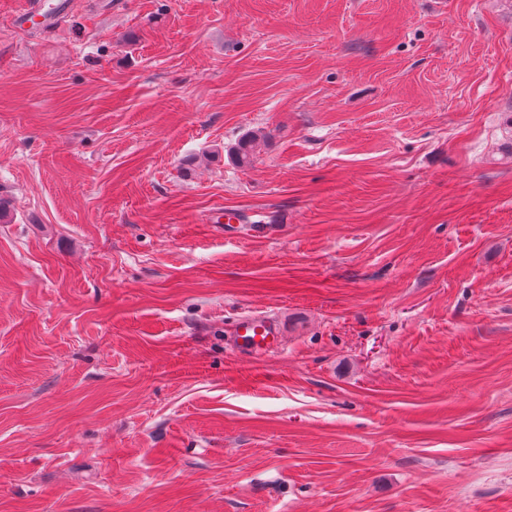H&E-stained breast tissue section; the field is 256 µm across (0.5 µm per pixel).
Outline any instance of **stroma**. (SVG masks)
<instances>
[{"instance_id": "obj_1", "label": "stroma", "mask_w": 512, "mask_h": 512, "mask_svg": "<svg viewBox=\"0 0 512 512\" xmlns=\"http://www.w3.org/2000/svg\"><path fill=\"white\" fill-rule=\"evenodd\" d=\"M22 2L0 512H512V0ZM70 0H56V4L46 8L43 0H28V5L23 11L16 15V22L21 26L33 25V23L44 29L53 28L60 18L70 10ZM237 346L250 355H260L277 349L283 331L277 320L252 313L243 314L233 330Z\"/></svg>"}]
</instances>
